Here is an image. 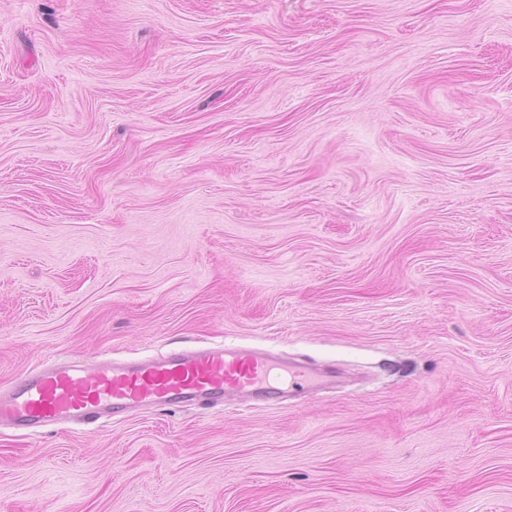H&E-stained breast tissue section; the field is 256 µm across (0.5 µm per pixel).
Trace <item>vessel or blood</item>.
I'll list each match as a JSON object with an SVG mask.
<instances>
[{
    "mask_svg": "<svg viewBox=\"0 0 512 512\" xmlns=\"http://www.w3.org/2000/svg\"><path fill=\"white\" fill-rule=\"evenodd\" d=\"M276 375L292 389L328 380L255 350L223 346L91 368L63 361L28 371L0 391V425L34 431L63 421L94 424L142 407L220 406L228 392L276 398L280 390L271 383Z\"/></svg>",
    "mask_w": 512,
    "mask_h": 512,
    "instance_id": "obj_1",
    "label": "vessel or blood"
}]
</instances>
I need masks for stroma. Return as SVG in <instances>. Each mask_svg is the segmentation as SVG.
Masks as SVG:
<instances>
[{
    "instance_id": "obj_1",
    "label": "stroma",
    "mask_w": 512,
    "mask_h": 512,
    "mask_svg": "<svg viewBox=\"0 0 512 512\" xmlns=\"http://www.w3.org/2000/svg\"><path fill=\"white\" fill-rule=\"evenodd\" d=\"M222 344L343 378L0 427V512H512V0H0V385Z\"/></svg>"
}]
</instances>
